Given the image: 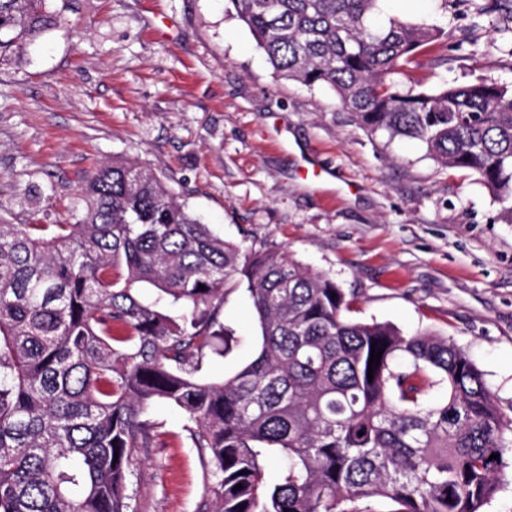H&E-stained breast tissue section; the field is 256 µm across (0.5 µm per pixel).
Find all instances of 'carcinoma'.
<instances>
[{
  "label": "carcinoma",
  "instance_id": "carcinoma-1",
  "mask_svg": "<svg viewBox=\"0 0 512 512\" xmlns=\"http://www.w3.org/2000/svg\"><path fill=\"white\" fill-rule=\"evenodd\" d=\"M45 2L0 0L1 62L55 26ZM230 2L276 76L327 86L361 128L475 171L512 218V86L412 80L444 28L380 22V0ZM81 194L74 224H0V512H130L127 475L163 445L161 402L185 416L212 512H480L498 490L512 421L455 343L349 319L332 278L225 241L145 165L103 163ZM236 276L260 352L206 380L231 340L220 315ZM433 386L446 396L430 405Z\"/></svg>",
  "mask_w": 512,
  "mask_h": 512
}]
</instances>
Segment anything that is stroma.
I'll return each mask as SVG.
<instances>
[{"label": "stroma", "instance_id": "1", "mask_svg": "<svg viewBox=\"0 0 512 512\" xmlns=\"http://www.w3.org/2000/svg\"><path fill=\"white\" fill-rule=\"evenodd\" d=\"M487 2L382 0L380 15L447 31V63L413 74L425 86H512V35ZM46 7L56 27L0 64V222L75 223L98 165H146L225 240L328 274L355 296L350 318L453 339L512 420V222L477 173L368 134L328 87L277 77L230 0ZM222 317L234 336L207 379L259 352L246 279L226 283ZM150 415L163 445L131 470L135 512H204L213 478L183 413Z\"/></svg>", "mask_w": 512, "mask_h": 512}]
</instances>
